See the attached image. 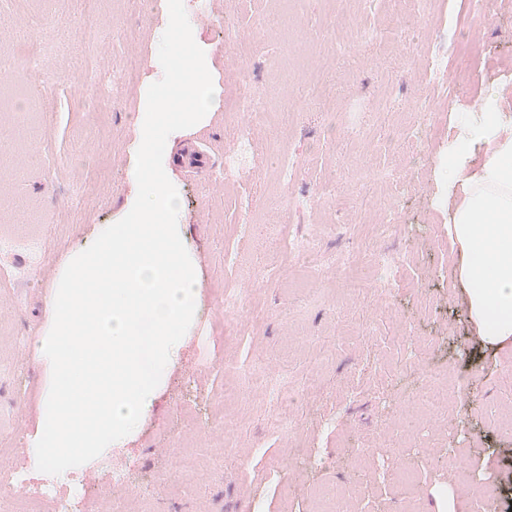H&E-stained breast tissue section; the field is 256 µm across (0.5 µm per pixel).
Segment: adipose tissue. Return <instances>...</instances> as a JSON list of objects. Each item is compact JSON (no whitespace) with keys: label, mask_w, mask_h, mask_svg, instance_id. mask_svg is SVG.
<instances>
[{"label":"adipose tissue","mask_w":512,"mask_h":512,"mask_svg":"<svg viewBox=\"0 0 512 512\" xmlns=\"http://www.w3.org/2000/svg\"><path fill=\"white\" fill-rule=\"evenodd\" d=\"M499 90L463 126L448 157V186L460 195L449 226L458 246L457 280L483 342H512V124L501 112ZM486 147L481 158L470 148Z\"/></svg>","instance_id":"obj_1"}]
</instances>
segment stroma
I'll list each match as a JSON object with an SVG mask.
<instances>
[{
	"label": "stroma",
	"instance_id": "35a3bbf8",
	"mask_svg": "<svg viewBox=\"0 0 512 512\" xmlns=\"http://www.w3.org/2000/svg\"><path fill=\"white\" fill-rule=\"evenodd\" d=\"M188 13L196 43L215 83L238 95L237 66L221 54L239 35L259 51L249 59L257 109H219L166 142L176 154L204 141L214 174L191 178L172 165L180 193V222L200 259L197 318L169 378L141 429L101 458L76 467L91 500L86 512L113 505L141 512H315L319 498L342 512H506L512 505V429L495 411L512 409V344L482 342L469 317L467 296L455 277L456 243L448 223L459 195L440 183L439 142L455 128V113L439 105L428 84L410 73L437 34L450 49L478 35L482 55L452 72L467 111L481 105L492 85L505 89L502 110L512 121V0L463 15L464 0L396 11L393 0H200ZM100 31L86 40L80 0H0V93L19 95L23 112L0 110V261L13 276L0 287V472L30 464L27 453L40 423L49 374L32 341L50 325L47 300L69 253L96 229L123 218L137 195L130 176L138 149V117L146 91L162 67L158 46L167 27V0H102ZM208 22H201L200 14ZM374 28L377 42L347 37L348 27ZM324 70L332 88L311 96V70ZM123 93L113 97L111 86ZM99 97L100 110L87 105ZM284 117L272 121L270 110ZM430 115L415 171L395 169L396 130L414 113ZM361 123L367 140L345 127ZM294 155L300 168L279 176L274 149ZM391 171L388 187L358 182L362 164ZM398 196L392 231L368 242L339 234L356 223L370 198ZM253 228H240L242 204ZM316 234L325 253L365 255L375 248L405 257L395 288L350 295L342 275L318 268L302 275L282 267L279 282L260 277L279 248L275 229ZM235 251L226 262V248ZM239 289L243 317L224 322V288ZM417 358L407 362L401 337ZM327 360H320L321 351ZM454 374L452 403L441 425L456 443L406 460L402 446L426 431L410 408L434 374ZM267 380L295 392L292 403L259 387ZM293 412L299 430L280 421ZM242 417L240 428L224 416ZM400 448L371 447L384 425ZM197 455L191 482L178 484L181 458ZM134 463L119 486L100 470L102 459ZM410 470L412 480L365 485L379 462ZM490 484L481 500L466 492L471 475Z\"/></svg>",
	"mask_w": 512,
	"mask_h": 512
}]
</instances>
